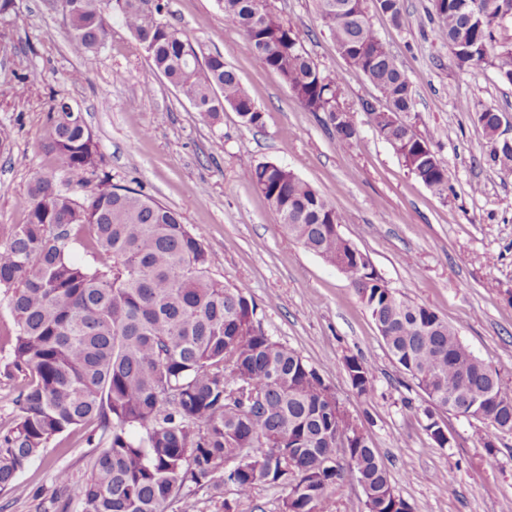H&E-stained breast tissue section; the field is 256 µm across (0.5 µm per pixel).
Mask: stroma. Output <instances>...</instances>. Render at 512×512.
<instances>
[{
    "label": "stroma",
    "mask_w": 512,
    "mask_h": 512,
    "mask_svg": "<svg viewBox=\"0 0 512 512\" xmlns=\"http://www.w3.org/2000/svg\"><path fill=\"white\" fill-rule=\"evenodd\" d=\"M295 27L323 74L339 79L359 131L344 148L274 73L254 61L248 41L225 26L216 0H169L170 20L204 53H221L237 72L264 124L232 110L210 124L154 73L132 34L111 21L100 49L72 52L68 22L52 0H18L0 21V127L12 137L0 154V224H22L16 199L48 166L42 145L54 100L77 106L92 129L113 182L143 191L203 228L213 272L257 304L264 332L299 353L336 391L370 435L414 512H512V432L441 413L450 441L433 446L423 428L425 394L391 357L346 274L289 238L279 214L258 193L245 160L293 169L341 212L342 233L366 253L385 285L434 309L462 343L495 368L512 394V173L488 165L474 110L501 113L512 136V85L493 62L458 70L437 37L430 0H403L397 27L371 21L415 92L409 120L448 169V196L415 178L372 128L365 102L377 91L351 69L320 25L313 0H271ZM40 81L27 86L31 72ZM150 83L142 93L141 83ZM471 111H462V104ZM373 369L374 389L358 396L345 366ZM85 430L50 440L40 457L0 492V512H54L53 476L84 472ZM496 447L488 465L486 442Z\"/></svg>",
    "instance_id": "stroma-1"
}]
</instances>
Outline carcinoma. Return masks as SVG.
I'll return each instance as SVG.
<instances>
[{
    "mask_svg": "<svg viewBox=\"0 0 512 512\" xmlns=\"http://www.w3.org/2000/svg\"><path fill=\"white\" fill-rule=\"evenodd\" d=\"M69 7L72 50L83 55L105 41L118 19L163 76L210 123L225 108L247 124L263 113L219 54L200 47L166 17L164 0H61ZM224 23L240 31L254 61L276 74L308 112H322L340 143L359 132L340 104L339 83L323 74L291 24L260 13L255 0H216ZM317 18L350 67L361 72L389 111H414L412 85L370 22L369 6L399 26L402 0H314ZM500 0H433L438 37L457 69L498 59L512 84V43L497 40ZM488 159L512 172V147L495 139L499 114L477 111ZM43 140L54 164L37 172L21 199L23 224H0V304L13 330L0 331L4 369L28 374L15 426L0 438V491L47 443L91 427L87 475H54L63 493L56 512H197L206 488L215 512H238L262 485L287 494L282 512H330L328 490L345 460L365 488V512H411L370 436L342 442L345 409L318 370L265 334L247 295L212 276L214 254L203 235L142 190L115 184L85 120L54 103ZM404 165L442 196L448 169L401 121L385 136ZM91 190L77 197L72 176ZM251 181L280 214L287 234L348 276L389 352L427 396L424 430L448 444L440 411L456 402L469 417L512 432V396L499 373L475 357L457 329L430 307L387 288L376 271L359 280L336 234L335 204L292 169L250 165ZM83 233L97 265L74 260L72 236ZM357 395L373 391L372 368L346 363ZM235 498H224V486Z\"/></svg>",
    "mask_w": 512,
    "mask_h": 512,
    "instance_id": "obj_1",
    "label": "carcinoma"
}]
</instances>
